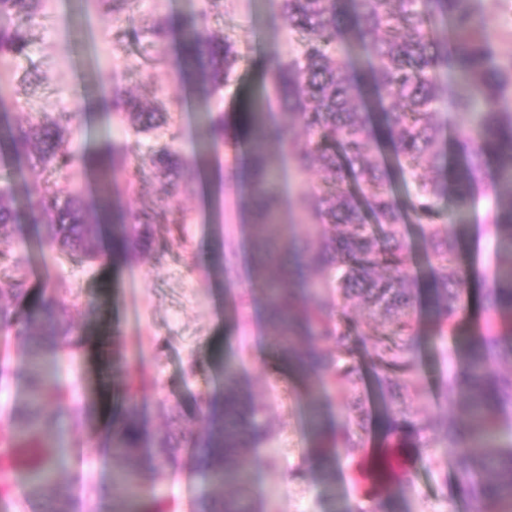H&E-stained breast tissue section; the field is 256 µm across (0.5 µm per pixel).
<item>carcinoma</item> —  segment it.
I'll list each match as a JSON object with an SVG mask.
<instances>
[{"instance_id":"carcinoma-1","label":"carcinoma","mask_w":512,"mask_h":512,"mask_svg":"<svg viewBox=\"0 0 512 512\" xmlns=\"http://www.w3.org/2000/svg\"><path fill=\"white\" fill-rule=\"evenodd\" d=\"M42 2L0 0V18L20 19L0 24V71L24 54L29 25ZM133 3L94 0V8L118 22L129 16ZM282 10L298 35V50L286 59L271 56L267 72L288 119L302 123L305 138L291 124L268 126L245 99L237 100L231 117L213 104L235 81L238 52L229 36L216 34L196 14L179 26L178 72L197 79L202 105L213 113L205 130L208 150L243 147L251 157V238L263 268L267 321L280 357L297 374L317 381L307 403L320 467L327 473L336 468V453L323 450L330 432L319 423L323 397L343 400L350 420L331 446L355 447L353 430L363 427L362 351L379 369L386 436L437 455V445L423 440L426 425L412 411L418 314L406 273L405 218L391 191L390 166L371 155L374 141L391 148L401 177H413L412 221L427 229L432 336L457 339L449 387L463 403L465 417L444 432L446 446L457 453V484L467 493L468 512H512V266L493 273L482 292L483 325L463 336L468 278L457 253L462 215L480 197L493 201L492 233L512 239V57L504 62L496 55L478 0H282ZM439 24L448 27L445 39L435 33ZM123 37L152 49L144 63L162 62L165 25L134 26ZM442 69L466 83L454 96V110L478 115L477 126L459 131L453 142L457 162L452 168L435 112ZM92 109L122 117L137 135L167 122L166 113L119 87L104 90ZM83 118L84 112L71 110L16 124L0 78V152L53 176L52 184L32 187L18 168L0 180V328L31 336L26 398L13 407L4 431L10 439L39 438L45 444L38 463L10 482L25 488L23 501L31 512L75 509L73 488L55 482L68 465L63 432L47 433L45 420L47 406L60 399L45 352L57 348L70 331L66 307L55 298L57 285L45 284L30 294L28 245L13 240L7 229L25 220L41 224L40 244L89 263L99 260L98 219L85 210L76 182L77 175L89 172L97 180L99 214L115 222L113 260H127L149 248L151 225L186 223L183 210L171 202L148 210L127 208L125 198L143 171L149 170L168 196L183 170L205 161L203 154L184 157L162 147L129 170L113 142L95 149L74 145L72 133ZM272 149L292 158L301 174L313 168L326 173L322 185L299 200L312 223L283 219ZM423 160L432 176L416 179L414 170ZM450 192L455 208L447 214L439 203ZM329 287L343 299L360 297L381 329L367 331L344 311L326 309L322 299ZM300 338L335 344L336 357L298 347ZM209 417L198 457L202 476L210 485L233 481L245 486L254 454L268 442L270 431L262 407L230 367L224 371V391L211 398ZM140 442L137 413L130 408L110 441L111 455L126 464V478L139 475ZM257 510L241 496H206L200 512Z\"/></svg>"}]
</instances>
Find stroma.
I'll return each mask as SVG.
<instances>
[{
	"label": "stroma",
	"instance_id": "1",
	"mask_svg": "<svg viewBox=\"0 0 512 512\" xmlns=\"http://www.w3.org/2000/svg\"><path fill=\"white\" fill-rule=\"evenodd\" d=\"M487 34L496 51L512 54V16L502 0H481ZM203 16L208 27L229 34L240 53L237 82L223 90L224 110L234 108L235 96L266 78L272 55L287 56L289 24L281 0H137L128 22L96 17L91 0H46L30 31L24 55L14 67L29 73L30 82L18 86L12 111L16 120L51 117L65 110L87 108L88 97L111 86L133 90L162 104L170 114L161 140L173 143L181 154H198L204 144L207 118L189 84L179 80L173 63L175 40H168L166 63L143 65L141 49L126 46L119 62L99 65L97 54H111L126 26L153 22L177 31L189 14ZM79 84L85 99L64 98L66 87ZM118 118L93 113L74 141L93 147L109 140L127 145L124 159L136 167L153 141L118 132ZM279 174V195L285 218L297 216L296 200L323 179L320 172L298 178L293 161L274 155ZM217 182L206 172H188L173 190V198L187 214L182 228L153 227L162 252H145L122 265L101 259L88 265L77 259H54L51 253L31 251L29 283L58 284L57 297L68 308L72 335L78 347L56 353L52 359L67 398L49 406L53 423L67 421L66 441L79 455L77 467L63 470L59 482L72 486L82 512H110L127 497L117 479L123 467L105 448L108 434L120 421L127 397H134L143 427L141 448L146 459L139 474L143 495L153 512H197L206 490L196 467L198 442L209 431L205 400L224 389V363H232L239 380L265 412L271 438L260 448L246 488L229 484L217 496L241 494L263 512H342L370 491V480L360 475L367 452L382 442V411L375 401V380L366 378L363 394L369 402L361 444L337 449L341 463L335 477L317 474L312 463L314 442L310 430L305 386L272 347L266 328L265 305L258 288L261 271L252 260L245 218L251 207L242 179L228 181L227 171L239 174L242 154L218 150L211 156ZM487 202L469 216L470 234L460 244V261L474 274L465 298L463 328L473 331L483 318L480 295L497 261L512 252L498 244L487 230ZM409 245V273L419 304H426L428 284L426 245L422 227H404ZM247 299L241 311L231 302L236 294ZM452 341H438L421 333L414 371L418 383L413 405L428 429L426 438L439 441L449 420L462 411L448 401V356ZM28 338L16 330L0 331V425L6 423L13 402L20 398L19 372L25 363ZM85 379L76 389L75 379ZM100 410L96 429L76 417L88 398ZM185 428L193 443L179 448L175 465L160 464V438ZM457 457L442 449L433 465L410 447L396 454L397 482L389 495L394 512H466V500L456 481Z\"/></svg>",
	"mask_w": 512,
	"mask_h": 512
}]
</instances>
